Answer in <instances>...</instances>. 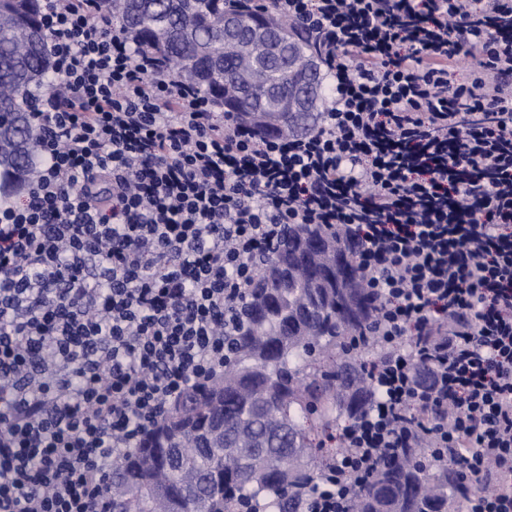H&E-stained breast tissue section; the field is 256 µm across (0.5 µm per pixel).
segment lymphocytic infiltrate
<instances>
[{
  "instance_id": "lymphocytic-infiltrate-1",
  "label": "lymphocytic infiltrate",
  "mask_w": 512,
  "mask_h": 512,
  "mask_svg": "<svg viewBox=\"0 0 512 512\" xmlns=\"http://www.w3.org/2000/svg\"><path fill=\"white\" fill-rule=\"evenodd\" d=\"M327 75L262 135L97 0H40L36 139L0 190V512H112V463L222 376L288 226L358 241L382 352L299 512H352L393 448L512 512V0H274Z\"/></svg>"
}]
</instances>
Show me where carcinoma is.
Masks as SVG:
<instances>
[{
	"label": "carcinoma",
	"mask_w": 512,
	"mask_h": 512,
	"mask_svg": "<svg viewBox=\"0 0 512 512\" xmlns=\"http://www.w3.org/2000/svg\"><path fill=\"white\" fill-rule=\"evenodd\" d=\"M101 11L168 72L202 86L221 105L242 112L266 132L314 128L319 112L277 111L274 92L294 94L310 74L277 61L267 89H246L238 65L224 56V15L244 29L263 13L232 0H99ZM288 53L314 60L305 39L287 30ZM48 68L38 0H0V176L29 162L25 101ZM354 243L315 227L291 226L268 257L243 310L224 376L186 389L138 447L112 463L113 512H153L155 493L179 512H296L302 491L319 477V447L310 438L372 395L365 362L379 355L367 339L350 352L345 341L371 329L373 303L361 287ZM459 495L455 472L424 461L422 448H394L356 497L355 512H449Z\"/></svg>",
	"instance_id": "obj_1"
}]
</instances>
